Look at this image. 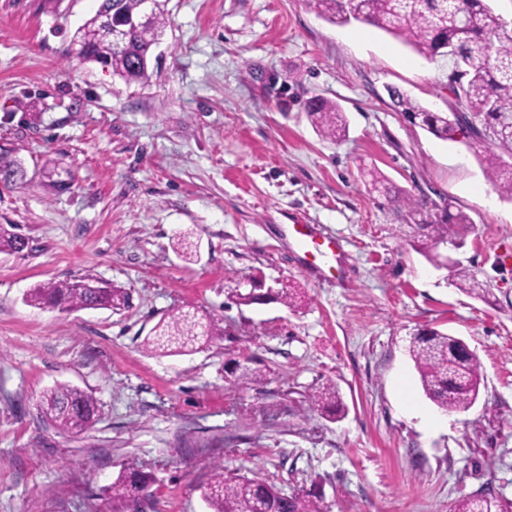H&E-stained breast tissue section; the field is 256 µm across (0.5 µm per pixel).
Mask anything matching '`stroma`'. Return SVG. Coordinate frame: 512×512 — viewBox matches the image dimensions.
<instances>
[{
    "label": "stroma",
    "mask_w": 512,
    "mask_h": 512,
    "mask_svg": "<svg viewBox=\"0 0 512 512\" xmlns=\"http://www.w3.org/2000/svg\"><path fill=\"white\" fill-rule=\"evenodd\" d=\"M163 2L150 77L127 82L72 52L100 0H0V164L20 170L0 179V224L31 244L0 252V512H125L105 488L131 465L154 478L143 512H209L219 466L314 489L331 512H453L463 498L512 512V201L387 92L447 111L446 64L307 0ZM314 97L339 105L344 138L316 131ZM442 198L471 223L435 264L415 206ZM293 224L338 256L306 259ZM457 268L489 301L456 287ZM85 277L128 306L24 300ZM285 282L300 308L242 300ZM178 311L223 335L149 348ZM425 328L462 339L484 377L429 433L409 413L439 412L409 355ZM238 364L268 377L238 388ZM63 383L97 404L78 436L43 412ZM326 384L347 406L335 421L307 401Z\"/></svg>",
    "instance_id": "1"
}]
</instances>
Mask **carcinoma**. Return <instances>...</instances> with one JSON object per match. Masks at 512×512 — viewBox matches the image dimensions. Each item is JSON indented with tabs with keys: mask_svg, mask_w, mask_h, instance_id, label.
<instances>
[{
	"mask_svg": "<svg viewBox=\"0 0 512 512\" xmlns=\"http://www.w3.org/2000/svg\"><path fill=\"white\" fill-rule=\"evenodd\" d=\"M319 16L330 23L352 21L377 27L402 38L428 60L453 52L451 64L456 81L448 85L454 99L447 112H435L413 101L397 88L391 97L412 124L442 140L462 138L474 149L500 194L512 200V169L503 168L498 151L512 154V26L496 15L486 0H309ZM142 0H102L96 13L73 36L78 55L106 65L126 81L149 78L148 61L165 26L163 10L148 25L128 27L121 48L112 42V25L141 13ZM308 112L316 118L322 136L339 139L345 124L336 104L317 97ZM465 213L451 212V203L432 205L421 219L427 233L422 251L437 262L439 245L448 242L449 225L469 224ZM25 238L0 225V252L20 253ZM456 285L479 298L487 289L464 268L455 270ZM32 306L63 310L109 309L128 304V295L108 283L84 278L75 282L39 284L25 295ZM219 335L214 324H204L189 312H179L161 321L155 329L153 348L179 349L209 336ZM409 352L426 395L443 411L466 410L478 399L483 377L479 358L459 338L435 329L414 336ZM311 405L330 420L344 411L333 385L308 396ZM45 413L63 432L78 434L95 421L96 404L84 391L59 384L44 398ZM151 483L138 470L126 471L107 487L115 502H137ZM211 512H324L321 496L307 491L286 494L257 475L228 478L218 472L204 490ZM454 512H492L484 499L461 501Z\"/></svg>",
	"mask_w": 512,
	"mask_h": 512,
	"instance_id": "cac0c4a2",
	"label": "carcinoma"
}]
</instances>
